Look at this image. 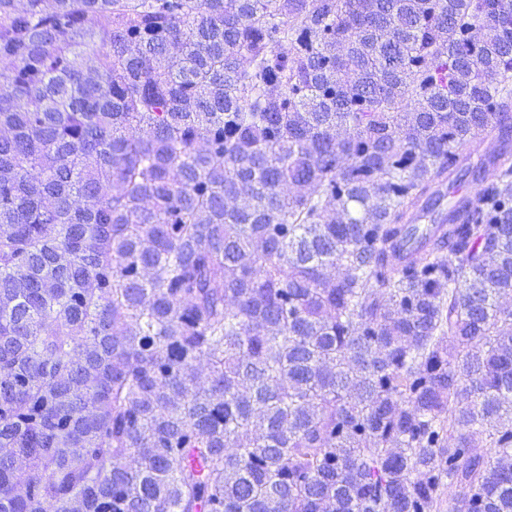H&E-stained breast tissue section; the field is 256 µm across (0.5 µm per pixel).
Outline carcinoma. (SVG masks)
<instances>
[{
    "label": "carcinoma",
    "instance_id": "carcinoma-1",
    "mask_svg": "<svg viewBox=\"0 0 512 512\" xmlns=\"http://www.w3.org/2000/svg\"><path fill=\"white\" fill-rule=\"evenodd\" d=\"M511 39L0 0V512H512Z\"/></svg>",
    "mask_w": 512,
    "mask_h": 512
}]
</instances>
